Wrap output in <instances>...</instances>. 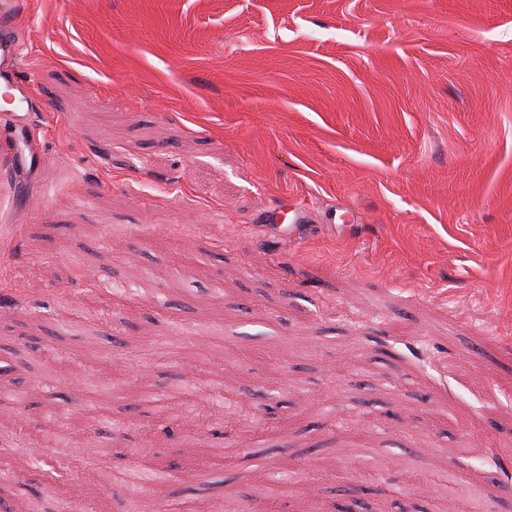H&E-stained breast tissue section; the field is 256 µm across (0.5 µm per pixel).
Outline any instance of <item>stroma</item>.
I'll return each instance as SVG.
<instances>
[{"label":"stroma","mask_w":512,"mask_h":512,"mask_svg":"<svg viewBox=\"0 0 512 512\" xmlns=\"http://www.w3.org/2000/svg\"><path fill=\"white\" fill-rule=\"evenodd\" d=\"M46 111L0 147V336L28 436L0 512H448L431 453L512 512V0H24ZM341 204L295 246L265 219ZM149 267L148 292L97 281ZM169 299L157 309L155 299ZM68 474L39 490L28 454ZM426 490L397 495L412 476Z\"/></svg>","instance_id":"stroma-1"}]
</instances>
